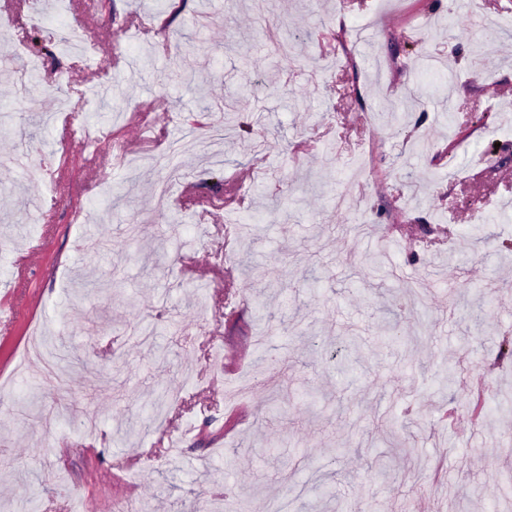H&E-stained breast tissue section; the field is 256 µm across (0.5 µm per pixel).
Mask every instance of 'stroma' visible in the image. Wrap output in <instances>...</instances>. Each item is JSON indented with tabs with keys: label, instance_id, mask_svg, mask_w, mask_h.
<instances>
[{
	"label": "stroma",
	"instance_id": "obj_1",
	"mask_svg": "<svg viewBox=\"0 0 512 512\" xmlns=\"http://www.w3.org/2000/svg\"><path fill=\"white\" fill-rule=\"evenodd\" d=\"M170 2L0 0V512H512V0Z\"/></svg>",
	"mask_w": 512,
	"mask_h": 512
}]
</instances>
